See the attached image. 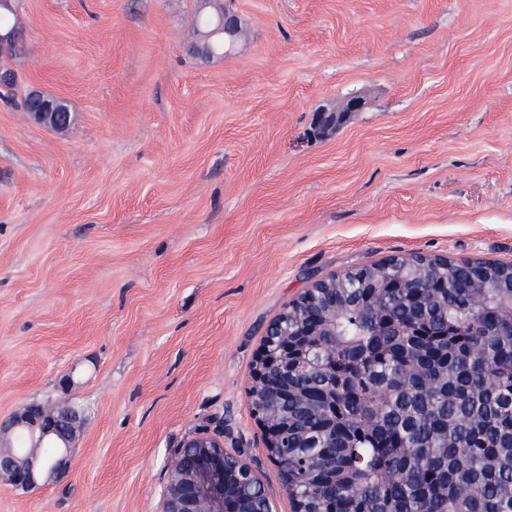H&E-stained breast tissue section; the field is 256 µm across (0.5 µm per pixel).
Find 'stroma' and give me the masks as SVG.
Listing matches in <instances>:
<instances>
[{
	"label": "stroma",
	"instance_id": "stroma-1",
	"mask_svg": "<svg viewBox=\"0 0 512 512\" xmlns=\"http://www.w3.org/2000/svg\"><path fill=\"white\" fill-rule=\"evenodd\" d=\"M224 3L205 60L197 0H19L0 67L71 122L0 99V420L83 422L67 476L0 479V512H155L218 416L292 512L249 397L266 327L388 257L512 264V0ZM202 2L201 8L195 15L194 31L207 32L208 30L205 28L208 23L210 30L207 33V37H216V40L224 43L226 51V49L232 46L234 37L238 32L237 16L231 12H224V0H203ZM222 13L224 14L220 15ZM210 18L216 19L209 21ZM32 110L29 108V115L32 119L52 125L55 128L62 127L68 122V108L61 102L60 106L66 112L57 111V100L40 93H34ZM363 104L359 98L350 99L342 108L328 109L324 108L317 113L316 126L318 129L340 125L344 117L349 112H358Z\"/></svg>",
	"mask_w": 512,
	"mask_h": 512
}]
</instances>
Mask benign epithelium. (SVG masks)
I'll return each mask as SVG.
<instances>
[{
    "instance_id": "1",
    "label": "benign epithelium",
    "mask_w": 512,
    "mask_h": 512,
    "mask_svg": "<svg viewBox=\"0 0 512 512\" xmlns=\"http://www.w3.org/2000/svg\"><path fill=\"white\" fill-rule=\"evenodd\" d=\"M207 37L216 38L230 48L238 32L237 16L226 12L208 22ZM362 108L358 98L350 99L345 106L324 108L317 113L316 126L326 129L338 126L349 112ZM32 119L62 127L68 114L57 111V100L40 93L33 94ZM270 323L262 349L252 370L251 391L258 405L266 407L257 413L265 433L269 458L280 463L278 450L288 447V424L281 418L284 400L278 395L276 385L268 381L272 370L286 374L296 369L302 357L298 339L288 336L282 319ZM80 428V416L74 409L62 405L34 402L0 423V437L20 434L31 447H54L56 452L51 467L40 460L39 453L21 454L14 449L0 450V475L10 484L23 490L34 489L53 481L67 469L70 448ZM255 476V470L239 451L224 448V419L216 421L214 431L187 441L179 457L170 467L167 484L158 504L157 512H273L269 500L256 503L247 491L246 482Z\"/></svg>"
}]
</instances>
